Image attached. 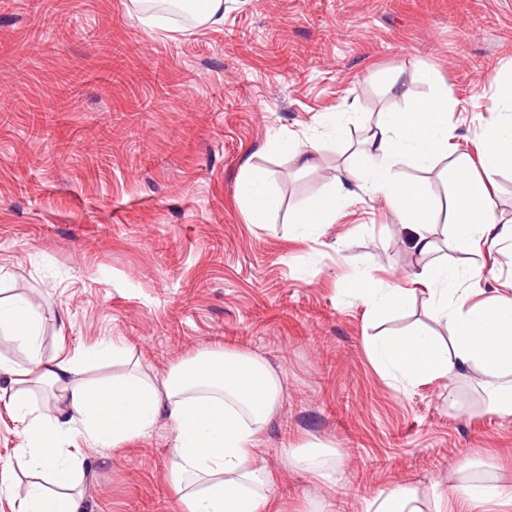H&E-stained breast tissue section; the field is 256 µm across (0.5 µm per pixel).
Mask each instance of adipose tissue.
<instances>
[{"label":"adipose tissue","mask_w":512,"mask_h":512,"mask_svg":"<svg viewBox=\"0 0 512 512\" xmlns=\"http://www.w3.org/2000/svg\"><path fill=\"white\" fill-rule=\"evenodd\" d=\"M426 80L432 92L418 99L402 76L391 79L389 89L402 107L380 113L368 127L344 181L294 214L292 222L302 235L335 223L360 192L385 201L421 255L434 251L433 234L443 222L464 245L512 241V225L499 220L495 200L497 176L512 170V69L490 80L492 93L484 109L491 119L481 129L475 158L457 153L451 142L448 115L458 106L451 89L437 72H428ZM448 155L454 158V190L446 200L398 173L404 164L431 169ZM236 196L250 223H275L267 173L245 171ZM415 278L426 284L435 316L452 323L455 332L446 339L417 325L401 336L374 337L368 342L374 364L386 376L411 384L477 371L490 390L489 410L512 416V295H498L489 305H469L470 274L446 262L422 267ZM348 291L379 317L407 301L405 289L378 287L368 274L352 279ZM0 331L27 352L31 363L21 372L0 360V374L10 379L9 386L0 388V404L19 424L21 438L13 457H0V476L9 477L17 458L38 476L14 496L15 512H84L86 504L76 489L85 479V462L79 449L69 447L70 437L79 436L90 448L115 450L151 433L163 413L173 433L170 490L181 512H278L274 477L257 464L255 451L264 425L281 407L283 382L262 357L211 349L171 368L160 384L137 368L94 383L84 378L87 367L125 362L124 348L102 343L64 360L43 359L39 319L25 297L0 300ZM37 385L51 391L50 403L42 407L32 399ZM332 454L328 446L307 443L286 449L285 458L290 466L327 481ZM474 467L468 459L457 464L462 479L436 493L435 512L512 506V484L472 476Z\"/></svg>","instance_id":"1"}]
</instances>
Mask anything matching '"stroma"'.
<instances>
[{
  "label": "stroma",
  "instance_id": "obj_1",
  "mask_svg": "<svg viewBox=\"0 0 512 512\" xmlns=\"http://www.w3.org/2000/svg\"><path fill=\"white\" fill-rule=\"evenodd\" d=\"M72 36L55 38L27 0L0 11V298L29 297L44 359L120 341L164 379L205 349L262 356L282 374L279 412L257 461L276 477L280 512L320 499L363 512L402 483L424 512L468 456L512 482V417L488 412L478 372L402 386L366 343L416 324L444 337L425 261L481 271L482 300L512 280V247L438 235L417 255L379 198H356L335 223L297 235L288 222L347 167L380 112L398 107L387 74L412 93L438 68L460 102L453 141L479 153L487 78L512 61V0H224L218 26L141 21L138 0H54ZM79 80L56 137H29L30 110ZM347 115L342 138L324 117ZM322 141L310 167L267 147ZM266 171L278 222L250 224L235 197L244 166ZM370 273L406 289L405 307L374 319L345 288ZM172 430L118 450L85 451L87 512H180L168 486ZM308 442L336 450L335 482L290 467Z\"/></svg>",
  "mask_w": 512,
  "mask_h": 512
}]
</instances>
